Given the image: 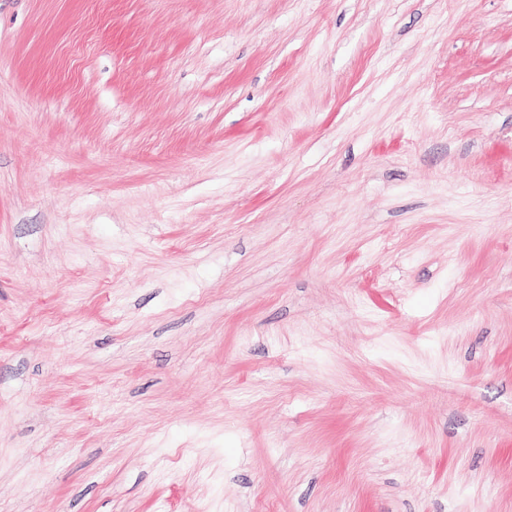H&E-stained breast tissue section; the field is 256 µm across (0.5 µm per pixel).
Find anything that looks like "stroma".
I'll list each match as a JSON object with an SVG mask.
<instances>
[{
	"label": "stroma",
	"mask_w": 512,
	"mask_h": 512,
	"mask_svg": "<svg viewBox=\"0 0 512 512\" xmlns=\"http://www.w3.org/2000/svg\"><path fill=\"white\" fill-rule=\"evenodd\" d=\"M0 512H512V0H0Z\"/></svg>",
	"instance_id": "stroma-1"
}]
</instances>
